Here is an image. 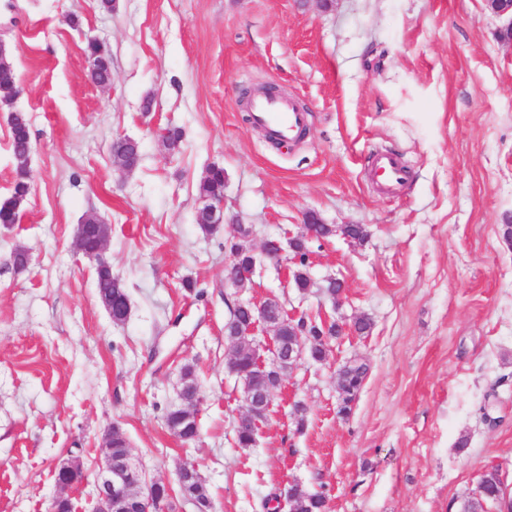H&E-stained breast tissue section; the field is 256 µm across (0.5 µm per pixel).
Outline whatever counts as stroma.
<instances>
[{
  "instance_id": "stroma-1",
  "label": "stroma",
  "mask_w": 512,
  "mask_h": 512,
  "mask_svg": "<svg viewBox=\"0 0 512 512\" xmlns=\"http://www.w3.org/2000/svg\"><path fill=\"white\" fill-rule=\"evenodd\" d=\"M505 24L485 0H0L34 178L20 223L0 224V512H47L56 460L94 471L112 426L148 478L172 483L195 464L210 512H263L271 496L290 512L294 487L324 493L327 512H459L492 468L512 496ZM91 36L108 49L110 87L90 78ZM266 84L303 105V141L252 127L243 92ZM173 126L183 141L171 152L161 135ZM118 136L140 143L134 171L112 162ZM381 153L411 170L393 197L369 177ZM214 165L224 223L208 235L198 185ZM309 211L336 234L309 241L305 259L260 263L243 294L225 287V240L245 230L260 251L300 234ZM92 215L111 227L105 256L129 295L120 325L73 245ZM348 224L366 239L345 238ZM301 262L303 293L291 278ZM331 276L346 285L337 306L320 291ZM271 296L299 316L372 327L292 368L243 448L224 324L237 299ZM353 359L368 374L344 414L337 371ZM188 364L202 402L186 443L165 415Z\"/></svg>"
}]
</instances>
